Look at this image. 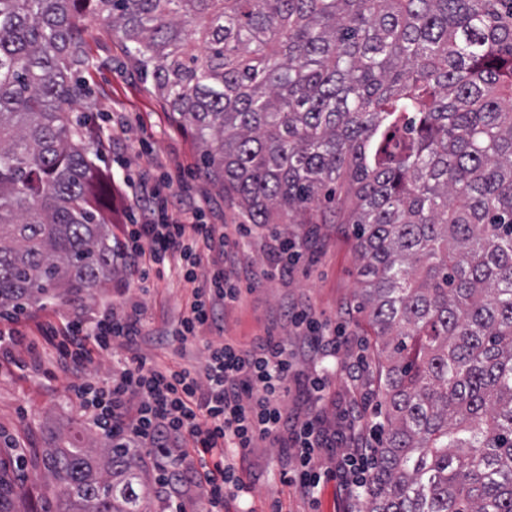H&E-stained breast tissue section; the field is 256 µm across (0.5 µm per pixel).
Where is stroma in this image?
<instances>
[{"label":"stroma","instance_id":"obj_1","mask_svg":"<svg viewBox=\"0 0 512 512\" xmlns=\"http://www.w3.org/2000/svg\"><path fill=\"white\" fill-rule=\"evenodd\" d=\"M84 38L91 65L84 77L95 106L93 116L110 136L105 143L103 168L116 183L138 186L145 178L170 175L169 194L176 209L203 207L210 223L233 226L241 218L219 185L206 175L202 150L190 128L177 124L168 103L147 90L134 71L123 43L100 19L85 21ZM288 234L302 256L287 275L259 279L245 291L240 302L219 309L206 337L219 341L233 336L250 343L265 329L275 328L290 349L301 338L285 322L288 308H309L317 317L331 321L345 340L335 355L299 354L297 375L323 374L326 382L320 408L336 429H343L342 413L355 408L364 429L384 422V399L372 357L375 338L365 313L357 308L359 262L352 239L338 224H268L255 230L227 253H207L206 261L224 264L228 273L240 274L241 263L254 270L266 269L276 234ZM192 283L167 273L151 277L140 288L135 276L118 270L111 283L86 289L76 301H48L21 311V318L50 317L63 325L74 316L87 318L106 308L124 309L139 304L146 322L139 354L161 358L173 353L165 337L171 334L191 301ZM53 360L51 349L38 351L36 363L0 376V476L13 488L8 512H55L57 487L46 476L42 450L58 437L69 438L93 425L70 400L68 381L50 378L44 371ZM23 447V463L15 461V447ZM296 464L293 450L266 440L249 449L246 465L249 489L240 498H228L224 512H362L364 489L349 493L343 477L325 480L314 496L301 494L285 480Z\"/></svg>","mask_w":512,"mask_h":512}]
</instances>
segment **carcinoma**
I'll return each mask as SVG.
<instances>
[{
	"mask_svg": "<svg viewBox=\"0 0 512 512\" xmlns=\"http://www.w3.org/2000/svg\"><path fill=\"white\" fill-rule=\"evenodd\" d=\"M87 12L248 223L347 225L386 402L363 512H512V0H0V307L121 267ZM47 460L56 512H147L112 438Z\"/></svg>",
	"mask_w": 512,
	"mask_h": 512,
	"instance_id": "carcinoma-1",
	"label": "carcinoma"
}]
</instances>
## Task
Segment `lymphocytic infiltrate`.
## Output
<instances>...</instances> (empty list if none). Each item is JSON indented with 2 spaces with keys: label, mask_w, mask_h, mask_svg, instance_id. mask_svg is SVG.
Listing matches in <instances>:
<instances>
[{
  "label": "lymphocytic infiltrate",
  "mask_w": 512,
  "mask_h": 512,
  "mask_svg": "<svg viewBox=\"0 0 512 512\" xmlns=\"http://www.w3.org/2000/svg\"><path fill=\"white\" fill-rule=\"evenodd\" d=\"M164 189L161 182L141 183L142 196L151 201L150 216L123 225V238L116 246L124 268L136 274L139 283H147L154 268L169 264L182 279L196 283L173 333L175 341L186 344L215 324L220 307L239 302L242 288L222 266L202 267L204 252L225 249L230 233L207 222L199 208L190 216L169 219ZM290 320L301 331L308 352L335 350L337 335L329 322L305 309L294 310ZM143 328L135 304L122 311L106 310L90 320L73 317L61 329L48 322L34 336L11 319L0 325V360L20 370L27 362L16 357L19 346L31 352L42 343L50 346L55 352L53 373L70 376L69 391L95 427L118 436L126 447L153 449L170 460L169 469L158 473V484L166 489L175 480L200 488L205 512H224L225 499L247 489L243 466L228 457V449L243 455L266 440L295 449L297 464L289 480L303 494H314L325 477L314 465L323 452L334 454L338 469L352 474V487L364 486L370 454L361 443L357 420H350L349 448L340 453L322 416L285 410V401L294 393L321 399L324 381L319 376L297 380L296 357L282 337L269 330L248 344L230 337L204 343L205 361L198 373L162 367L136 353ZM116 344L129 354L112 376L85 377L95 358Z\"/></svg>",
  "instance_id": "1"
}]
</instances>
